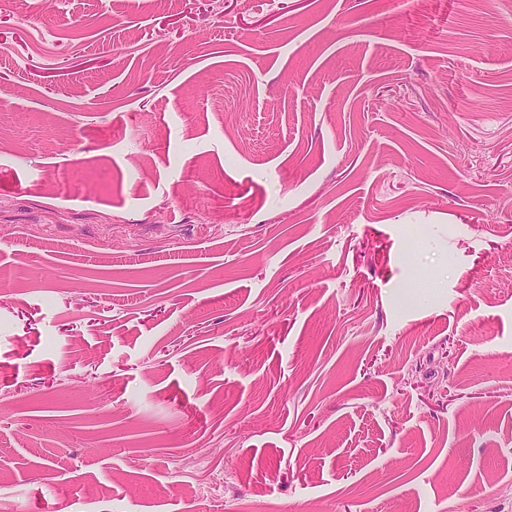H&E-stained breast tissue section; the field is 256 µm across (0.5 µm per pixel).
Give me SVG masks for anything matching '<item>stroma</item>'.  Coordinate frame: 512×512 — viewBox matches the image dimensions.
<instances>
[{"mask_svg":"<svg viewBox=\"0 0 512 512\" xmlns=\"http://www.w3.org/2000/svg\"><path fill=\"white\" fill-rule=\"evenodd\" d=\"M0 512H512V0H0Z\"/></svg>","mask_w":512,"mask_h":512,"instance_id":"1","label":"stroma"}]
</instances>
